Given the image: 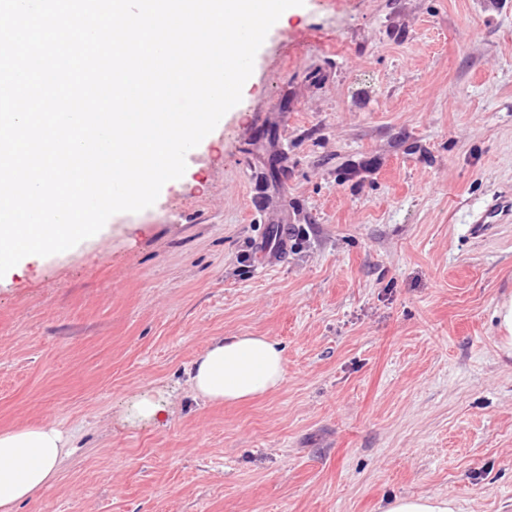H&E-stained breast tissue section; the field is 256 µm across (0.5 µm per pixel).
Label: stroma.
Segmentation results:
<instances>
[{
	"label": "stroma",
	"instance_id": "obj_1",
	"mask_svg": "<svg viewBox=\"0 0 512 512\" xmlns=\"http://www.w3.org/2000/svg\"><path fill=\"white\" fill-rule=\"evenodd\" d=\"M186 163L0 277V430L71 449L19 512H512V0H305ZM246 334L281 387L195 396ZM146 391L170 421L119 422ZM494 316L497 322V330L500 334V346L506 353H510L512 350V296L505 297L499 302ZM189 376L192 390L210 402L249 400L283 384L282 350L267 336L216 337ZM386 512H454L453 501L430 495H410L394 498Z\"/></svg>",
	"mask_w": 512,
	"mask_h": 512
}]
</instances>
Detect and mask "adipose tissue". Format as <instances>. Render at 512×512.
<instances>
[{"label":"adipose tissue","instance_id":"1","mask_svg":"<svg viewBox=\"0 0 512 512\" xmlns=\"http://www.w3.org/2000/svg\"><path fill=\"white\" fill-rule=\"evenodd\" d=\"M190 385L211 402L235 403L277 390L285 380L279 345L266 336L214 338L194 362ZM51 423L0 431V512H17L55 481L69 455Z\"/></svg>","mask_w":512,"mask_h":512}]
</instances>
